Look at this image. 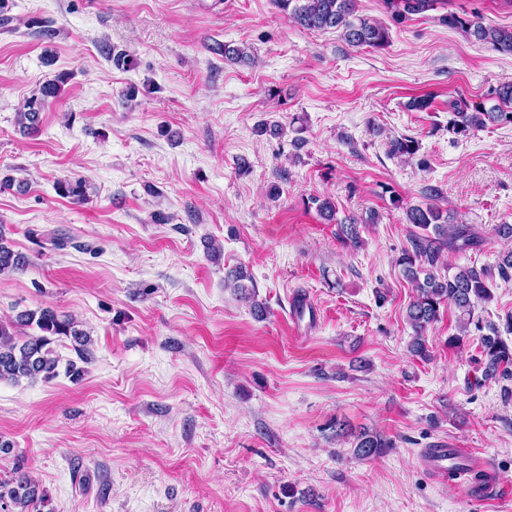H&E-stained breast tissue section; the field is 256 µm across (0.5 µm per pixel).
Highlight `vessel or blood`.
Instances as JSON below:
<instances>
[{"instance_id":"1","label":"vessel or blood","mask_w":512,"mask_h":512,"mask_svg":"<svg viewBox=\"0 0 512 512\" xmlns=\"http://www.w3.org/2000/svg\"><path fill=\"white\" fill-rule=\"evenodd\" d=\"M422 462L431 475L439 481H447L452 474L466 477L465 491L471 499L484 501L499 490L498 484L474 481V474L488 471L489 465L481 458L466 454L463 449L429 448L424 451Z\"/></svg>"}]
</instances>
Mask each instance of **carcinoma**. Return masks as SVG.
Returning a JSON list of instances; mask_svg holds the SVG:
<instances>
[{"label": "carcinoma", "mask_w": 512, "mask_h": 512, "mask_svg": "<svg viewBox=\"0 0 512 512\" xmlns=\"http://www.w3.org/2000/svg\"><path fill=\"white\" fill-rule=\"evenodd\" d=\"M277 7L298 26L308 30L342 31L344 40L352 47L379 48L388 39V31L380 24L367 19H353L357 0H275ZM437 0H384V4L396 17L421 14L434 9ZM448 23L465 27L466 32L478 41L490 42L503 51L512 53V29H505L481 20H464L454 14L448 15ZM68 75L62 74L43 85L40 96L25 104L24 110L16 113V124L25 133L38 128L40 111L48 98H58ZM512 123V112L501 108L489 111L474 110L465 103H453L450 127L457 134L466 135L488 124ZM389 153L396 157H413L418 151L417 143L406 137H394L388 142ZM56 190L62 197L82 199L85 197V182L64 180L57 182ZM406 222L416 231L410 235V248L402 253L399 265L406 279L415 288L413 300L407 308V318L415 331L410 343V352L420 358L428 356L423 332L438 320L440 306L448 303L459 312L460 335L448 339V344L462 343L463 337L476 333L480 336L485 357L484 377L512 378V342L502 335H512V313L505 317L504 327L485 324L475 316L478 306L493 299L488 281L493 273L504 280L512 278V250L504 253L496 268L463 267L453 275L437 274L444 252H465L479 248L483 237L472 224H456L450 214L443 213L434 205L414 206L406 210ZM26 256L14 251L0 241V275L25 269ZM253 281L248 271L239 266L229 271L224 286L234 290L242 300L251 303L258 316L265 306L255 300L256 288L245 284ZM32 327L36 334L22 332ZM58 336L70 337L73 349L82 362L90 359V336L78 328V322L68 314H60L46 307L38 310L20 311L8 321L0 320V382L20 385L49 382L58 376L61 361L53 343ZM393 447L391 440L383 435L364 430L355 435L354 454L360 459L381 457ZM17 476L0 480V506L6 512H44L48 506L47 491L38 482L15 468Z\"/></svg>", "instance_id": "1"}]
</instances>
